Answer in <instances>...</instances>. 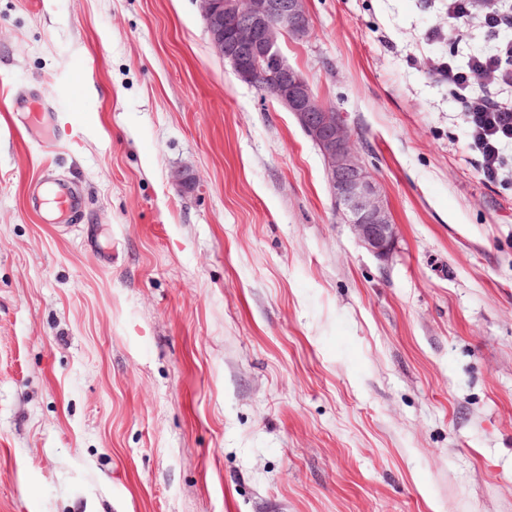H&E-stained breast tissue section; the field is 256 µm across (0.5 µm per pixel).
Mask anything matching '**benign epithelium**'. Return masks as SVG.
<instances>
[{
	"instance_id": "1",
	"label": "benign epithelium",
	"mask_w": 512,
	"mask_h": 512,
	"mask_svg": "<svg viewBox=\"0 0 512 512\" xmlns=\"http://www.w3.org/2000/svg\"><path fill=\"white\" fill-rule=\"evenodd\" d=\"M213 51L244 83L291 112L318 148L336 212L359 244L381 261L398 230L377 179L353 145L343 113L322 103L280 50L285 38L307 39L308 0H196Z\"/></svg>"
}]
</instances>
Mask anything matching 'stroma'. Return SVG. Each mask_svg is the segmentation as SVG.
<instances>
[{
  "mask_svg": "<svg viewBox=\"0 0 512 512\" xmlns=\"http://www.w3.org/2000/svg\"><path fill=\"white\" fill-rule=\"evenodd\" d=\"M308 5L281 50L383 189L385 262L195 0H0V100L55 114L0 111V512H512V185L434 68L512 28ZM29 200L34 205H47L60 218H74L83 206V198L76 188L66 182H55L49 187L33 181L28 187Z\"/></svg>",
  "mask_w": 512,
  "mask_h": 512,
  "instance_id": "1",
  "label": "stroma"
}]
</instances>
